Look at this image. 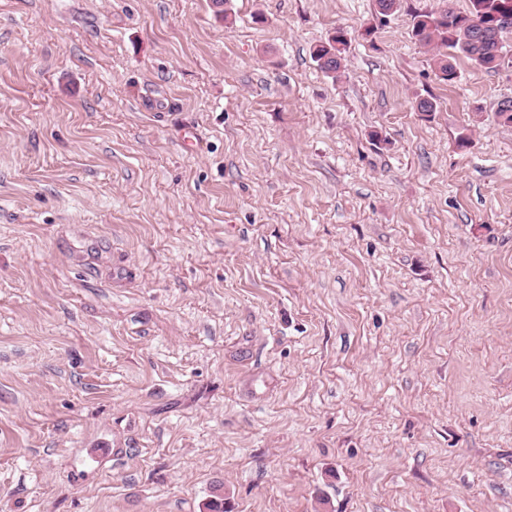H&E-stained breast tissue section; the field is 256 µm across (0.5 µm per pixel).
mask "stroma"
Masks as SVG:
<instances>
[{
	"label": "stroma",
	"instance_id": "1",
	"mask_svg": "<svg viewBox=\"0 0 512 512\" xmlns=\"http://www.w3.org/2000/svg\"><path fill=\"white\" fill-rule=\"evenodd\" d=\"M443 6L0 0V512H512V63ZM453 0H446V6L438 13L414 12L412 14V37L423 46L436 48V63L441 78L449 84L458 78L454 61L465 57L487 70H497L505 61L508 52L503 41V32L496 39L493 29L484 30L472 23L478 10L474 4L478 1L484 9L493 8L499 0H470L467 12L457 11ZM450 3L451 6L448 4ZM498 42L501 43L498 48ZM503 42V44H502ZM504 53L500 61V53ZM347 48V33L337 28L326 41L313 47L312 57L322 73L336 79L344 66Z\"/></svg>",
	"mask_w": 512,
	"mask_h": 512
}]
</instances>
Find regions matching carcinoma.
I'll use <instances>...</instances> for the list:
<instances>
[{
	"mask_svg": "<svg viewBox=\"0 0 512 512\" xmlns=\"http://www.w3.org/2000/svg\"><path fill=\"white\" fill-rule=\"evenodd\" d=\"M478 4L489 9L495 0H470V8L466 12L447 5L437 13L412 14V37L423 46L436 48L435 58L441 78L450 84L458 78L454 64L457 58H468L494 71L502 65L500 53H508L503 36L496 35L490 28L482 30L473 24V19L478 17ZM347 48V33L338 28L326 41L313 47L312 57L322 73L335 78L343 68Z\"/></svg>",
	"mask_w": 512,
	"mask_h": 512,
	"instance_id": "1",
	"label": "carcinoma"
}]
</instances>
